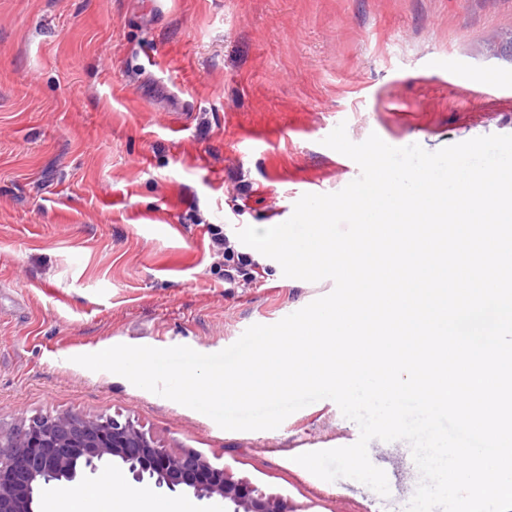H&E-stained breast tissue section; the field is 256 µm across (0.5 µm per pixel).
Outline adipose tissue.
<instances>
[{
	"instance_id": "ef3b65f1",
	"label": "adipose tissue",
	"mask_w": 512,
	"mask_h": 512,
	"mask_svg": "<svg viewBox=\"0 0 512 512\" xmlns=\"http://www.w3.org/2000/svg\"><path fill=\"white\" fill-rule=\"evenodd\" d=\"M45 512H197L192 501L165 500L146 492L127 489L117 474H109L92 486L55 497Z\"/></svg>"
}]
</instances>
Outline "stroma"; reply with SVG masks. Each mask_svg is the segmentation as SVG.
<instances>
[{"label":"stroma","instance_id":"1","mask_svg":"<svg viewBox=\"0 0 512 512\" xmlns=\"http://www.w3.org/2000/svg\"><path fill=\"white\" fill-rule=\"evenodd\" d=\"M511 43L512 0H0V425L119 413L290 512H406L405 441L368 445L385 497L297 469L358 440L332 400L229 431L74 358L216 353L329 294L264 255L225 287L208 225L268 228L359 177L323 144L340 124L429 152L512 134Z\"/></svg>","mask_w":512,"mask_h":512}]
</instances>
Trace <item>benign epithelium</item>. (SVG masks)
I'll list each match as a JSON object with an SVG mask.
<instances>
[{
  "mask_svg": "<svg viewBox=\"0 0 512 512\" xmlns=\"http://www.w3.org/2000/svg\"><path fill=\"white\" fill-rule=\"evenodd\" d=\"M112 461L123 464L138 484L221 499L227 512H286L281 500L233 479L197 450L172 453L129 419L71 412L0 430V512H36L44 489L79 483Z\"/></svg>",
  "mask_w": 512,
  "mask_h": 512,
  "instance_id": "7a95c632",
  "label": "benign epithelium"
}]
</instances>
